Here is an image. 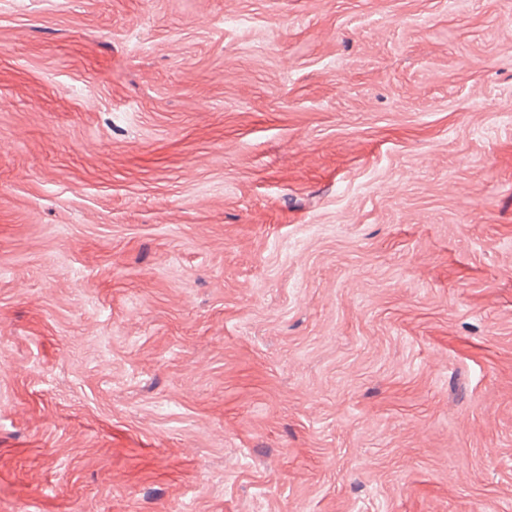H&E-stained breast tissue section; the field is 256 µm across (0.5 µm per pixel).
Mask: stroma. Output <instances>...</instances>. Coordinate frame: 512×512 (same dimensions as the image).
<instances>
[{"mask_svg": "<svg viewBox=\"0 0 512 512\" xmlns=\"http://www.w3.org/2000/svg\"><path fill=\"white\" fill-rule=\"evenodd\" d=\"M0 512H512V0H0Z\"/></svg>", "mask_w": 512, "mask_h": 512, "instance_id": "stroma-1", "label": "stroma"}]
</instances>
